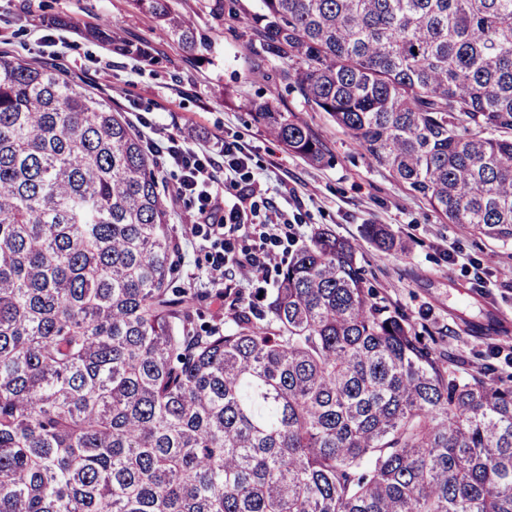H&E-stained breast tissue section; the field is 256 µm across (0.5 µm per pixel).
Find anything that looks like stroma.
Returning <instances> with one entry per match:
<instances>
[{
  "mask_svg": "<svg viewBox=\"0 0 512 512\" xmlns=\"http://www.w3.org/2000/svg\"><path fill=\"white\" fill-rule=\"evenodd\" d=\"M257 5L258 0H238L235 13L218 21L208 0H175L205 39L190 51L163 37L131 0H0V47L85 80L90 91L124 113L148 145L158 143L155 130L163 127L210 156L222 141L246 146L262 198L285 211L291 226L274 241L225 237V253L268 252L273 282L289 250L326 226L356 246L379 298L422 335L434 337L437 355L455 357L466 374L512 377V243L443 222L424 199L371 163L326 113L307 107L281 77L287 62L259 50L248 22ZM52 16L71 17L83 28L112 22L126 39L151 46L154 59L119 55L72 31L48 28ZM269 98L313 131L329 163L313 165L288 152L243 107L245 101ZM156 161L160 187L169 196L179 285L207 288L215 248L189 234L191 209L171 198L178 172L164 154ZM367 224L389 227L405 252L377 250L362 235Z\"/></svg>",
  "mask_w": 512,
  "mask_h": 512,
  "instance_id": "stroma-1",
  "label": "stroma"
}]
</instances>
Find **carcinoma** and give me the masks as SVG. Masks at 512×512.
Returning <instances> with one entry per match:
<instances>
[{
  "label": "carcinoma",
  "instance_id": "1",
  "mask_svg": "<svg viewBox=\"0 0 512 512\" xmlns=\"http://www.w3.org/2000/svg\"><path fill=\"white\" fill-rule=\"evenodd\" d=\"M132 2L196 49L174 0ZM259 2L306 106L446 222L512 239V0ZM247 109L326 162L274 101ZM175 247L123 113L1 50L0 512H512V383L438 358L353 243L315 229L276 287L219 292L222 322L173 287Z\"/></svg>",
  "mask_w": 512,
  "mask_h": 512
}]
</instances>
